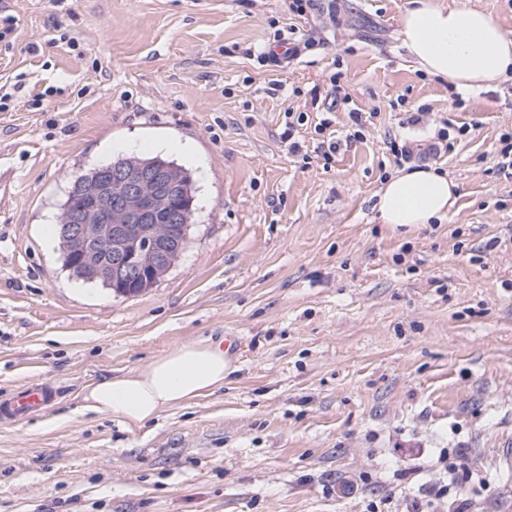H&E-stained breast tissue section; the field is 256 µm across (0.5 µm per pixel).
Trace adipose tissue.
<instances>
[{
  "label": "adipose tissue",
  "mask_w": 512,
  "mask_h": 512,
  "mask_svg": "<svg viewBox=\"0 0 512 512\" xmlns=\"http://www.w3.org/2000/svg\"><path fill=\"white\" fill-rule=\"evenodd\" d=\"M409 53L424 70L459 90L493 85L512 75V34L486 12L441 0H407L399 16ZM457 185L433 169L400 173L379 193L382 224H432L448 218ZM227 359L221 344L179 345L147 365L101 378L82 394L84 411L112 415L140 426L224 384Z\"/></svg>",
  "instance_id": "obj_1"
}]
</instances>
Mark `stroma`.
Returning a JSON list of instances; mask_svg holds the SVG:
<instances>
[{
	"instance_id": "stroma-1",
	"label": "stroma",
	"mask_w": 512,
	"mask_h": 512,
	"mask_svg": "<svg viewBox=\"0 0 512 512\" xmlns=\"http://www.w3.org/2000/svg\"><path fill=\"white\" fill-rule=\"evenodd\" d=\"M405 3L0 0V403L56 392L0 415V512H512V78L449 109ZM282 38L304 49L278 68L260 54ZM352 108L372 120L349 142ZM288 111L307 115L290 140ZM446 119L471 128L450 154ZM394 139L455 180L447 221L378 222V189L418 167ZM152 144L191 178L192 228L163 280L117 297L50 228L76 176ZM227 336L214 392L141 427L82 411L94 381ZM500 148L497 150V171L504 177L512 178V131L501 133L498 139ZM54 396L55 392L48 388L39 385L31 386L20 393L9 405L8 410L15 413L36 410L51 402Z\"/></svg>"
}]
</instances>
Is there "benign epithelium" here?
Returning a JSON list of instances; mask_svg holds the SVG:
<instances>
[{"label": "benign epithelium", "mask_w": 512, "mask_h": 512, "mask_svg": "<svg viewBox=\"0 0 512 512\" xmlns=\"http://www.w3.org/2000/svg\"><path fill=\"white\" fill-rule=\"evenodd\" d=\"M69 195L85 203L57 225L66 269L117 297L153 287L187 246L194 196L179 168L119 157L77 176Z\"/></svg>", "instance_id": "benign-epithelium-1"}]
</instances>
